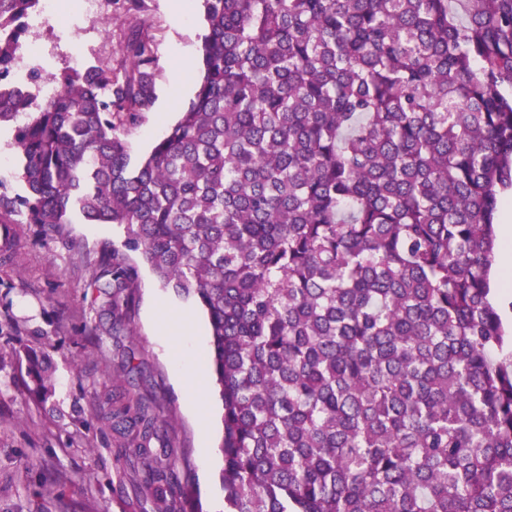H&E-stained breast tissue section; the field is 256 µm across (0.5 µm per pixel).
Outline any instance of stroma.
I'll return each instance as SVG.
<instances>
[{
    "instance_id": "obj_1",
    "label": "stroma",
    "mask_w": 512,
    "mask_h": 512,
    "mask_svg": "<svg viewBox=\"0 0 512 512\" xmlns=\"http://www.w3.org/2000/svg\"><path fill=\"white\" fill-rule=\"evenodd\" d=\"M141 28L154 40L157 58L154 99L138 113L126 139L132 162H139L173 124L193 98L196 69L181 66L183 53L199 57L204 33L203 7L195 5L191 22L173 14L170 0H142L127 10L125 0H113L101 15L87 16L70 7L58 24L31 33L50 53L47 72L79 70L91 61L120 66L116 51L132 28ZM0 187L21 195L22 159L12 137L14 126H0ZM16 243L13 262L0 263V324L10 334L0 335V512H153L149 491L132 462L117 461L119 438L101 427L89 412L101 389L104 364L118 379L128 359L141 363L133 378L140 392L162 402L169 416L165 441L184 454L180 478L193 485L201 512H211L213 500L224 492L219 481L223 465L218 448L222 435V406L208 392L200 412L206 422L198 429L183 386L174 380L171 350L158 333L154 309L166 305L189 307V300L164 288L148 265L137 262L139 292L134 309L135 335L105 337L101 350L85 347L87 328L107 321L101 306L83 298L89 272L106 245L121 244L125 232L118 224L63 226L45 235L41 225L16 217L10 227ZM48 354L54 371V394L43 407L28 399L24 384L26 363L14 348ZM62 474L57 498L42 494L46 471Z\"/></svg>"
}]
</instances>
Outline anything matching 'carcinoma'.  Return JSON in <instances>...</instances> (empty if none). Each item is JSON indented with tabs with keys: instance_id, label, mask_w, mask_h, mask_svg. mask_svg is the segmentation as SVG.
<instances>
[{
	"instance_id": "1",
	"label": "carcinoma",
	"mask_w": 512,
	"mask_h": 512,
	"mask_svg": "<svg viewBox=\"0 0 512 512\" xmlns=\"http://www.w3.org/2000/svg\"><path fill=\"white\" fill-rule=\"evenodd\" d=\"M197 89L133 166L125 126L153 102V41L52 75L9 76L39 0H0V124L56 232L119 224L86 284L132 322L137 252L207 312L224 406V512H512V336L489 300L512 186V0H202ZM30 399L49 355L25 354ZM151 490L198 512L161 440L164 408L94 397Z\"/></svg>"
}]
</instances>
